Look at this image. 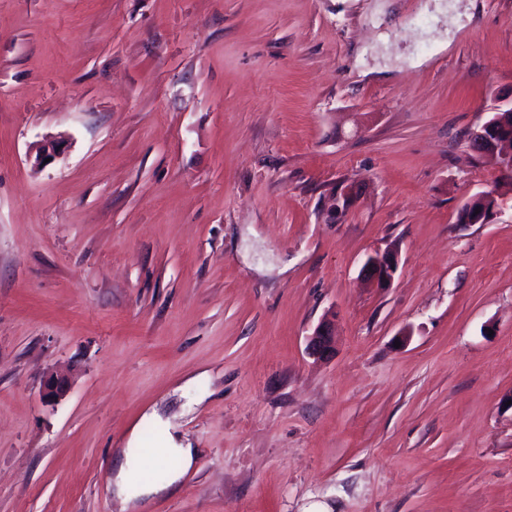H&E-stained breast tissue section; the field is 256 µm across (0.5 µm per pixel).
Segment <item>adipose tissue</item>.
I'll return each mask as SVG.
<instances>
[{"label": "adipose tissue", "instance_id": "adipose-tissue-1", "mask_svg": "<svg viewBox=\"0 0 512 512\" xmlns=\"http://www.w3.org/2000/svg\"><path fill=\"white\" fill-rule=\"evenodd\" d=\"M195 456V448L180 441L171 430H164L157 448L147 454L141 451L139 439L133 435L126 447L117 449L115 453L116 468L111 483L117 494L131 504L148 495H170L176 492L181 476L192 466ZM148 461L169 466L167 481L160 484L131 481V472L142 468Z\"/></svg>", "mask_w": 512, "mask_h": 512}]
</instances>
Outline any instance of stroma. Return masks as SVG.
Listing matches in <instances>:
<instances>
[{"mask_svg":"<svg viewBox=\"0 0 512 512\" xmlns=\"http://www.w3.org/2000/svg\"><path fill=\"white\" fill-rule=\"evenodd\" d=\"M510 97L512 0H0V512H128L153 410L138 512H512ZM489 118L470 134V143L475 151L495 158L498 166L506 171L512 170V103L505 110L496 108ZM509 163L506 168L501 160ZM478 199H494L495 202L491 206V208H483L479 209V213H476L475 211L469 210L465 219L461 220V218L458 216V223L461 224H486L489 222L490 218L496 214L497 212H500L503 209V202L502 199L496 195L493 191L488 192H481L470 198L467 202L472 203L475 200ZM397 261V257L390 253L370 256L363 266V272L378 285H385L390 282ZM308 354L317 359L329 357L334 351L333 326L325 319L308 338ZM151 421L163 427L161 442L149 454L143 453L135 431L132 432L125 448H118L115 453V474L110 483L116 489L119 496L133 505L140 498L148 495H170L176 492L181 476L194 463L196 449L190 443L184 444L172 432L167 424H161L156 414L147 416ZM145 459L153 463L164 465L174 464L170 469L169 477L164 483L151 482L134 483L130 479V473L143 468Z\"/></svg>","mask_w":512,"mask_h":512,"instance_id":"35a3bbf8","label":"stroma"}]
</instances>
